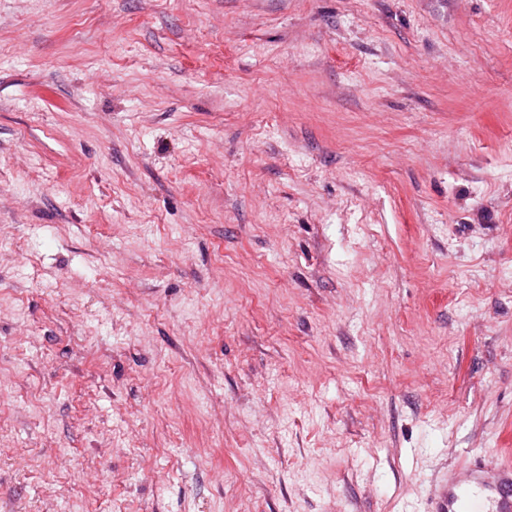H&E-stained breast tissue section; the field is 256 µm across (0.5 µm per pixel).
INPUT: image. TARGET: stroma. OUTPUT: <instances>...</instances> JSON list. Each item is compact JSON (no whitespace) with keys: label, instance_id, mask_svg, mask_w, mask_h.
Wrapping results in <instances>:
<instances>
[{"label":"stroma","instance_id":"35a3bbf8","mask_svg":"<svg viewBox=\"0 0 512 512\" xmlns=\"http://www.w3.org/2000/svg\"><path fill=\"white\" fill-rule=\"evenodd\" d=\"M509 457L512 0H0V512Z\"/></svg>","mask_w":512,"mask_h":512}]
</instances>
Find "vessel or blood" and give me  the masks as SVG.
Returning <instances> with one entry per match:
<instances>
[{
  "label": "vessel or blood",
  "instance_id": "b4317fda",
  "mask_svg": "<svg viewBox=\"0 0 512 512\" xmlns=\"http://www.w3.org/2000/svg\"><path fill=\"white\" fill-rule=\"evenodd\" d=\"M428 512H512V463L499 465L491 476L476 464L444 473Z\"/></svg>",
  "mask_w": 512,
  "mask_h": 512
}]
</instances>
